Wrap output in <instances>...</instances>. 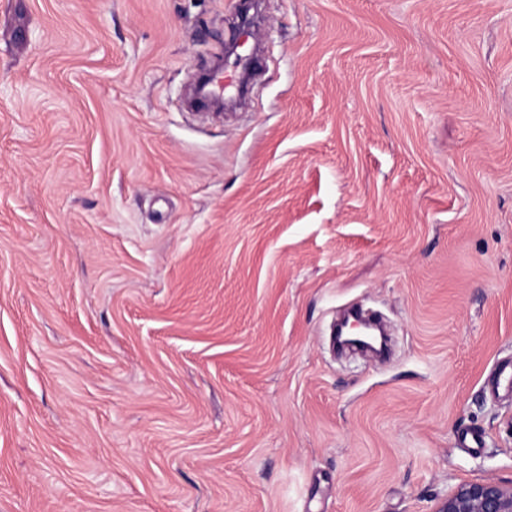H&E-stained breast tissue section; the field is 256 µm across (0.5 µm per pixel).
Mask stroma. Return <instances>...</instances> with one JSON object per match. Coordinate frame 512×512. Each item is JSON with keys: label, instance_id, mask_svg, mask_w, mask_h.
<instances>
[{"label": "stroma", "instance_id": "1", "mask_svg": "<svg viewBox=\"0 0 512 512\" xmlns=\"http://www.w3.org/2000/svg\"><path fill=\"white\" fill-rule=\"evenodd\" d=\"M237 6L0 0V512L512 481V0H258L248 99L193 107ZM336 331L343 336H336ZM384 334L377 335L373 329L367 327L360 321L347 323L344 320L335 329V338L346 345L356 346L360 349L375 350L383 344Z\"/></svg>", "mask_w": 512, "mask_h": 512}]
</instances>
